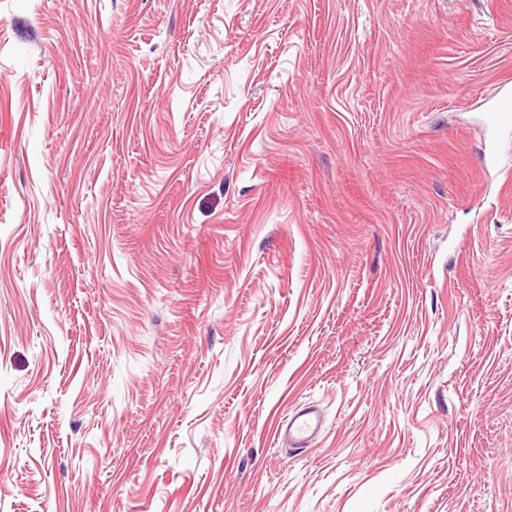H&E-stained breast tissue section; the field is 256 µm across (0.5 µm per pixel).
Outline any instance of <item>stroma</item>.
Listing matches in <instances>:
<instances>
[{"mask_svg": "<svg viewBox=\"0 0 512 512\" xmlns=\"http://www.w3.org/2000/svg\"><path fill=\"white\" fill-rule=\"evenodd\" d=\"M504 95L512 0H0V512H512ZM325 424L322 412L315 406H304L292 416L285 418L276 430V435L288 443L290 448H311Z\"/></svg>", "mask_w": 512, "mask_h": 512, "instance_id": "1", "label": "stroma"}]
</instances>
